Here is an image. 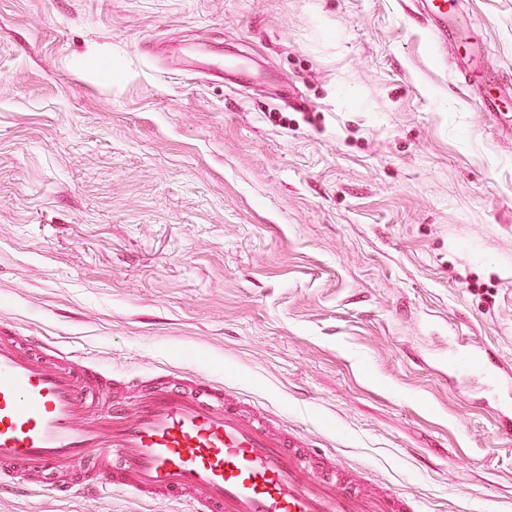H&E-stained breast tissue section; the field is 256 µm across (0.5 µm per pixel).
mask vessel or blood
<instances>
[{"instance_id":"vessel-or-blood-1","label":"vessel or blood","mask_w":512,"mask_h":512,"mask_svg":"<svg viewBox=\"0 0 512 512\" xmlns=\"http://www.w3.org/2000/svg\"><path fill=\"white\" fill-rule=\"evenodd\" d=\"M458 68L485 112L512 111V85L495 82L483 36L458 0H409ZM455 372L480 371L493 384L512 371L483 347L460 345ZM94 373L76 351L41 336L20 347L0 335V465L11 480L68 475L63 493L114 497L155 493L186 512H421L408 495L364 490L327 454L276 415L248 411L199 378L171 377L140 395L132 414L108 409L106 385L88 392Z\"/></svg>"}]
</instances>
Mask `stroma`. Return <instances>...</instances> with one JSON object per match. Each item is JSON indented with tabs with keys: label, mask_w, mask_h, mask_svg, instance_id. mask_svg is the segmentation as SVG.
Returning <instances> with one entry per match:
<instances>
[{
	"label": "stroma",
	"mask_w": 512,
	"mask_h": 512,
	"mask_svg": "<svg viewBox=\"0 0 512 512\" xmlns=\"http://www.w3.org/2000/svg\"><path fill=\"white\" fill-rule=\"evenodd\" d=\"M512 81V0H461ZM244 54L229 87L178 59ZM289 86L296 100L280 97ZM0 330L279 413L424 512H512V138L403 0H0ZM0 512H181L0 489ZM450 359L456 373L480 371L490 382L499 387L503 381L512 379L511 371L506 369L498 359L491 358L485 347H472L460 344Z\"/></svg>",
	"instance_id": "stroma-1"
}]
</instances>
